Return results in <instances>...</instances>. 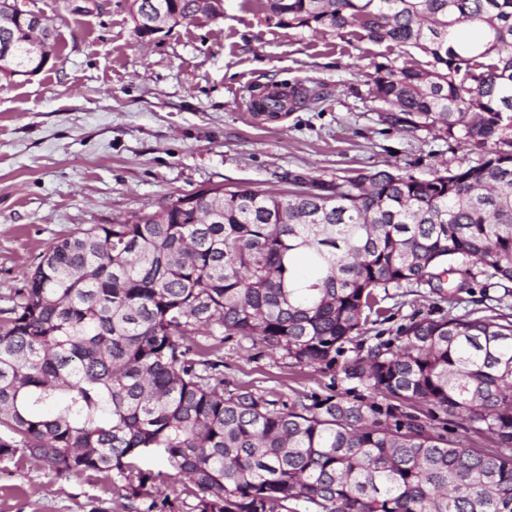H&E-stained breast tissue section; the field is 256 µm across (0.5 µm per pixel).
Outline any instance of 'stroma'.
I'll return each instance as SVG.
<instances>
[{"instance_id": "35a3bbf8", "label": "stroma", "mask_w": 512, "mask_h": 512, "mask_svg": "<svg viewBox=\"0 0 512 512\" xmlns=\"http://www.w3.org/2000/svg\"><path fill=\"white\" fill-rule=\"evenodd\" d=\"M17 4L46 19L57 56L28 78L0 79V307L53 241L185 193L243 184L285 192L295 174L336 180L390 166L427 179L481 160L461 141L381 122L367 93L371 74L425 61L418 49L283 29L256 0H224L223 17L198 16L148 43L135 36L126 0ZM275 85L314 88L323 99L260 120L252 104ZM438 303L426 285L390 289L385 338ZM219 348L228 391L285 401L365 394L344 373L353 342L324 370L237 337ZM141 466L158 478L133 498L112 475L0 460V512H147L165 498L174 512H194V495L165 478L159 456Z\"/></svg>"}]
</instances>
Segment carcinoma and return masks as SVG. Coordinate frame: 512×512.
<instances>
[{
    "label": "carcinoma",
    "mask_w": 512,
    "mask_h": 512,
    "mask_svg": "<svg viewBox=\"0 0 512 512\" xmlns=\"http://www.w3.org/2000/svg\"><path fill=\"white\" fill-rule=\"evenodd\" d=\"M282 29L360 31L427 60L376 67L382 122L483 152L420 180L393 168L340 181L297 175L286 194L239 185L186 196L52 243L0 308V458L55 472L151 479L165 460L195 512H512V314L501 304L413 318L345 367L362 398L291 401L224 392V358L184 340L205 331L331 368L388 290L422 283L448 303L471 268L512 282V0H257ZM144 39L198 0H142ZM15 0H0V76L37 69ZM478 30L468 45L457 29ZM316 100L292 88L263 112ZM308 274H297L295 259ZM426 406L428 411H418ZM496 450L448 441L436 423Z\"/></svg>",
    "instance_id": "carcinoma-1"
}]
</instances>
